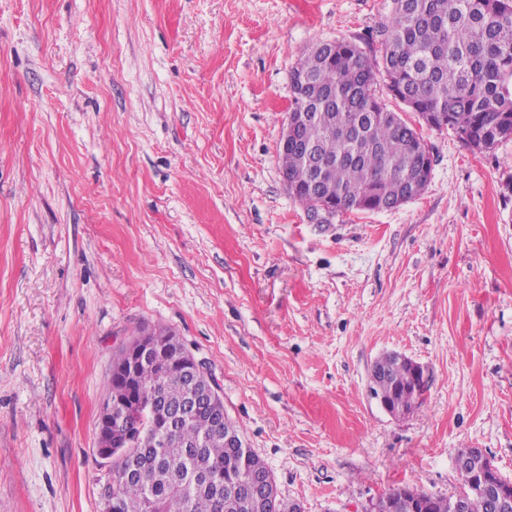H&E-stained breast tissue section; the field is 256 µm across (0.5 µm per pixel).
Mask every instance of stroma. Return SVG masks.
<instances>
[{
    "instance_id": "35a3bbf8",
    "label": "stroma",
    "mask_w": 512,
    "mask_h": 512,
    "mask_svg": "<svg viewBox=\"0 0 512 512\" xmlns=\"http://www.w3.org/2000/svg\"><path fill=\"white\" fill-rule=\"evenodd\" d=\"M391 0H0V512H100L112 367L168 326L303 512L512 481V139L423 129L424 193L311 220L278 143L297 59L380 57ZM429 371L395 418L369 370Z\"/></svg>"
}]
</instances>
